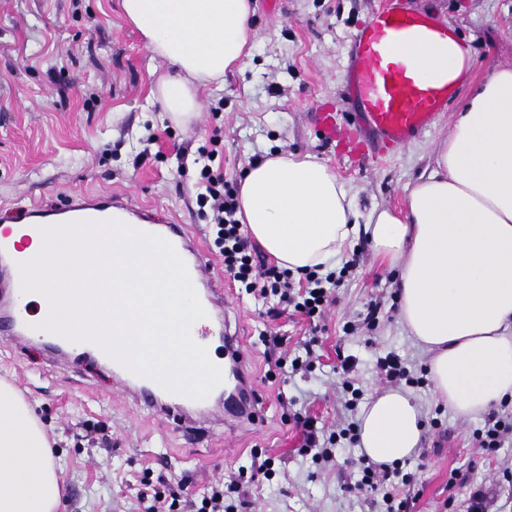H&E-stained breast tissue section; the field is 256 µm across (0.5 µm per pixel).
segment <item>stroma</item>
<instances>
[{"instance_id": "35a3bbf8", "label": "stroma", "mask_w": 512, "mask_h": 512, "mask_svg": "<svg viewBox=\"0 0 512 512\" xmlns=\"http://www.w3.org/2000/svg\"><path fill=\"white\" fill-rule=\"evenodd\" d=\"M383 0H255L252 59L223 86L200 93L190 124L166 118L151 92L166 65L129 25L121 0H0V215L17 207L63 206L75 195L124 194L163 217H177L206 235L197 203L199 167L179 163V148L196 152L214 132L224 138L216 162L229 182L266 151L310 153L327 161L355 194L360 211L400 204L408 184L430 171L431 157L469 86L457 87L432 128L386 152L368 145L355 159L323 138L315 112L351 117L343 78L350 36ZM445 16L467 39L480 66L512 62V0H411ZM359 261L335 290L317 327L301 316L270 318L261 303L232 295L235 324L258 376V422L225 435L215 404L169 413L113 390L111 367L92 351L57 353L36 335L22 343L0 335V381L13 384L53 442L64 495L58 512H144L147 483L186 489L175 512H193L217 483L249 470L252 450L271 457L272 481L252 485L243 512H383L368 491L350 493L360 475L359 448L344 444L333 461H314L289 414L306 412L325 431L351 414L344 406L340 358L354 357L351 380L363 395L388 388L380 357L398 355L412 373L428 356L402 328L392 272L374 262L364 233L349 245ZM379 302L374 325L366 309ZM284 336L288 357L317 336L311 371L284 387L268 382L262 330ZM425 424L420 447L404 464L413 473L408 512H465L471 492L487 496L488 512H512V438L493 454L475 432L486 419L462 418L437 402L430 385L412 387Z\"/></svg>"}]
</instances>
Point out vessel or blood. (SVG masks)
Listing matches in <instances>:
<instances>
[{
	"instance_id": "b4317fda",
	"label": "vessel or blood",
	"mask_w": 512,
	"mask_h": 512,
	"mask_svg": "<svg viewBox=\"0 0 512 512\" xmlns=\"http://www.w3.org/2000/svg\"><path fill=\"white\" fill-rule=\"evenodd\" d=\"M445 19L413 10L408 0H385L369 20L351 36L348 78L353 86L355 120L337 125L330 112L318 113L317 124L325 138L340 139L350 147L374 140L379 148L404 144L431 128L454 92L445 82L421 79L412 64L399 60L397 47L407 41L447 42ZM66 222H107L116 220L129 227L168 240L184 261L193 285L203 287L200 302L205 310L215 312L223 325L219 332L224 347L223 365L232 375V388L224 400V423L235 428L253 423L259 416L256 377L248 367L247 355L238 334L232 333L224 318L227 299L221 283L204 260L203 244L190 238L182 225L160 222L159 218L137 209L120 194L105 193L74 199L64 209ZM9 229L0 230V253L9 257L8 266L0 267V328L8 327L11 338L22 336L28 322L11 312L14 296L20 295V280L12 265L27 261L28 256L9 238ZM113 371L122 385L133 386L156 404H163L169 393L155 380L138 376L120 363Z\"/></svg>"
}]
</instances>
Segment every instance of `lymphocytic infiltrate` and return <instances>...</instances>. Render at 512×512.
I'll use <instances>...</instances> for the list:
<instances>
[{
  "instance_id": "f902f5d3",
  "label": "lymphocytic infiltrate",
  "mask_w": 512,
  "mask_h": 512,
  "mask_svg": "<svg viewBox=\"0 0 512 512\" xmlns=\"http://www.w3.org/2000/svg\"><path fill=\"white\" fill-rule=\"evenodd\" d=\"M224 150L220 135H213L209 148L200 149L203 164L199 171L201 191L197 195L199 208L209 209L210 242L214 250L224 259V271L232 281L246 293L260 298L278 297L284 307L293 309L308 321H318L329 299L330 288L339 287L340 281L335 274H320L311 270L305 273L303 283H295L290 270L268 265L261 259L256 247L251 242L243 224L236 217L238 210L237 191L229 186L224 178L223 169L213 168L215 158ZM260 340L265 347V359L268 365L266 376L276 379L285 375L287 370L310 368L311 355L314 353L313 340L304 343V357L286 359L281 349L283 338L273 333L261 332ZM292 420L303 435L304 450L318 449L319 459H328L331 450L339 440L356 441L355 425L337 432H325L319 428L315 418L308 414H294ZM412 477L404 473L401 466L364 463L362 476L357 482V489H367L380 495L386 504V512H407L408 501L402 498L403 488L410 486Z\"/></svg>"
}]
</instances>
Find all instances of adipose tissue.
I'll list each match as a JSON object with an SVG mask.
<instances>
[{
	"label": "adipose tissue",
	"mask_w": 512,
	"mask_h": 512,
	"mask_svg": "<svg viewBox=\"0 0 512 512\" xmlns=\"http://www.w3.org/2000/svg\"><path fill=\"white\" fill-rule=\"evenodd\" d=\"M127 20L172 75L158 85L172 121L200 110L198 88L244 70L255 30L250 0H122ZM427 80L460 84L475 68L465 40L445 53L403 47ZM237 219L280 267L332 269L357 228L397 279L399 321L429 356L438 401L471 418L512 400V66L487 70L453 115L432 169L397 206L360 214L346 184L310 154L273 151L238 185ZM359 446L374 463L410 458L422 435L407 390L372 396L359 415ZM60 475L45 426L0 382V512H55Z\"/></svg>",
	"instance_id": "1"
}]
</instances>
